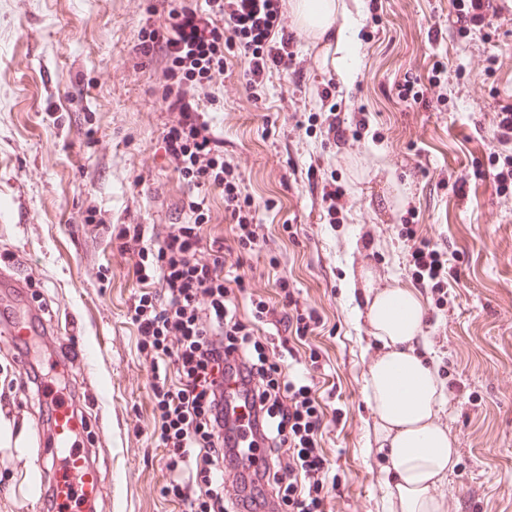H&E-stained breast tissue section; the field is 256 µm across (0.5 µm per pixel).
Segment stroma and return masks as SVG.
<instances>
[{
  "instance_id": "obj_1",
  "label": "stroma",
  "mask_w": 512,
  "mask_h": 512,
  "mask_svg": "<svg viewBox=\"0 0 512 512\" xmlns=\"http://www.w3.org/2000/svg\"><path fill=\"white\" fill-rule=\"evenodd\" d=\"M201 0H0V261L38 271L33 296L62 342L84 340V442L96 457L97 512H185L166 491L154 433L151 366L133 307L136 253L113 265L120 232L197 224L205 250L231 252L251 298L280 308L287 278L317 321L289 336L291 369L304 373L326 415L329 512H398L364 385L383 354L365 312L380 291L411 289L402 225H418L448 253V297L426 307L421 351L446 402L436 421L457 452L434 490L443 512H512V196L492 180L505 156L493 117L512 105V22L458 37L451 0H338L358 15L357 74L344 85L333 40L286 24L289 72L253 88L242 53L204 90L224 159L253 201L260 243L240 248L224 218V194L195 188L165 151L173 115L161 105L152 58L137 52L169 12ZM447 66L429 81L434 58ZM412 83L418 99L399 87ZM346 118L347 144L326 135L320 95ZM346 191L328 223L322 190ZM200 209H192V202ZM373 238H365V228ZM356 289L346 293L345 282ZM10 341L0 335V512H37L34 469L41 420L35 392L20 388Z\"/></svg>"
}]
</instances>
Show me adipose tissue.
<instances>
[{
  "instance_id": "ef3b65f1",
  "label": "adipose tissue",
  "mask_w": 512,
  "mask_h": 512,
  "mask_svg": "<svg viewBox=\"0 0 512 512\" xmlns=\"http://www.w3.org/2000/svg\"><path fill=\"white\" fill-rule=\"evenodd\" d=\"M296 15L319 33L330 34L343 52L339 75L352 84L355 75L356 19L338 14L336 0H298ZM366 318L385 352L371 360L364 395L378 418L379 442L390 462V483L402 512H441L432 488L456 463L453 442L435 421L445 402L439 380L418 349L425 307L401 288L373 297Z\"/></svg>"
}]
</instances>
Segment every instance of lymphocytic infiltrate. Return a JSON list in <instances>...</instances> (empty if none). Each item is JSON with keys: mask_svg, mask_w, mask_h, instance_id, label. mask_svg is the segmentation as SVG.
<instances>
[{"mask_svg": "<svg viewBox=\"0 0 512 512\" xmlns=\"http://www.w3.org/2000/svg\"><path fill=\"white\" fill-rule=\"evenodd\" d=\"M461 33L512 17V0L493 7L488 0H452ZM287 0H205L204 8L170 12L171 35L151 31L138 49L161 51L163 103L178 113L164 134L165 149L196 187L222 189L225 210L237 226L241 248L259 239L249 199L242 197L234 169L218 150L200 89L224 70V53L243 51L250 85L263 84L271 70H288L293 54L283 38ZM402 235L409 244L412 280L440 293L448 286L444 253L413 225ZM139 260L134 274L142 284L133 320L151 365L171 361L176 379L152 383L155 434L166 452V490L187 512H234L237 489L224 475L233 458L217 412L224 385V355L237 354L254 383L255 413L268 455L263 477L288 512H325L329 454L319 434L324 415L300 376L270 360L272 336L255 335L231 297L220 256L205 255L194 225L169 224L155 233V249L141 247L140 232L122 231Z\"/></svg>", "mask_w": 512, "mask_h": 512, "instance_id": "obj_1", "label": "lymphocytic infiltrate"}]
</instances>
